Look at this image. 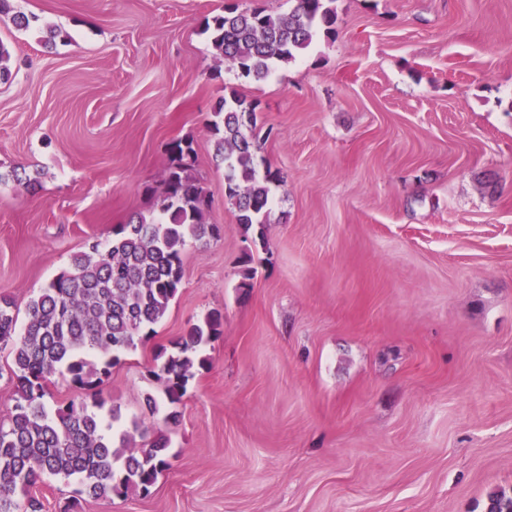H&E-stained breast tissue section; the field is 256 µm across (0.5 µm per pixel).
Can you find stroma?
Here are the masks:
<instances>
[{
	"mask_svg": "<svg viewBox=\"0 0 512 512\" xmlns=\"http://www.w3.org/2000/svg\"><path fill=\"white\" fill-rule=\"evenodd\" d=\"M293 0H16L66 29L44 46L0 17V296L30 299L163 189L188 139L217 237L190 242L183 284L103 395L170 467L148 497L81 512H487L512 496V0H336L334 35L256 81L204 31L226 4ZM258 103L277 170L267 246L224 200L207 124ZM252 253L250 291L240 261ZM214 311L167 426L156 353Z\"/></svg>",
	"mask_w": 512,
	"mask_h": 512,
	"instance_id": "obj_1",
	"label": "stroma"
}]
</instances>
